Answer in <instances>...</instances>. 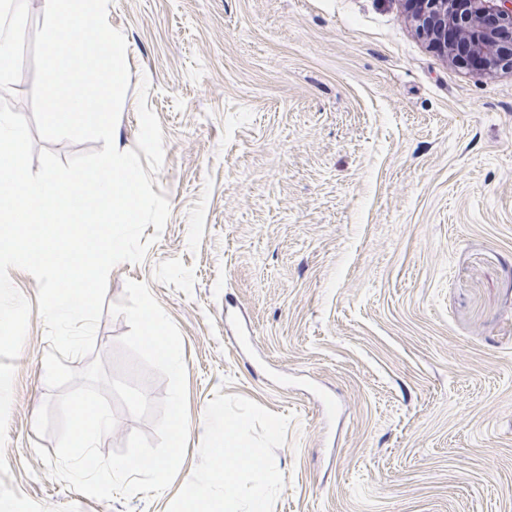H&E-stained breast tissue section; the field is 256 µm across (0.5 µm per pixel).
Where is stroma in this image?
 <instances>
[{
    "label": "stroma",
    "mask_w": 512,
    "mask_h": 512,
    "mask_svg": "<svg viewBox=\"0 0 512 512\" xmlns=\"http://www.w3.org/2000/svg\"><path fill=\"white\" fill-rule=\"evenodd\" d=\"M403 0H111L127 42L115 145L170 213L116 265L92 358L147 283L182 335L189 439L152 497L53 480L31 312L0 357V508L180 512L210 480L212 413L275 469L266 512H512V71L439 55ZM42 7L0 79L32 117Z\"/></svg>",
    "instance_id": "stroma-1"
}]
</instances>
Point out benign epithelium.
Here are the masks:
<instances>
[{"mask_svg":"<svg viewBox=\"0 0 512 512\" xmlns=\"http://www.w3.org/2000/svg\"><path fill=\"white\" fill-rule=\"evenodd\" d=\"M407 16L442 55L473 59L483 76L512 68V0H404Z\"/></svg>","mask_w":512,"mask_h":512,"instance_id":"1","label":"benign epithelium"}]
</instances>
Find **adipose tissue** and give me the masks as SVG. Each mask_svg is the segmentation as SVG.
Listing matches in <instances>:
<instances>
[{"label": "adipose tissue", "mask_w": 512, "mask_h": 512, "mask_svg": "<svg viewBox=\"0 0 512 512\" xmlns=\"http://www.w3.org/2000/svg\"><path fill=\"white\" fill-rule=\"evenodd\" d=\"M248 468L254 475L247 494V512H266L267 487L271 472L264 458L238 439L233 425H225L222 440L212 452V473L224 482V495L210 498L208 490L196 487L185 499L184 512H197L200 501H208L210 512H237L238 502L234 490L237 473Z\"/></svg>", "instance_id": "obj_1"}]
</instances>
